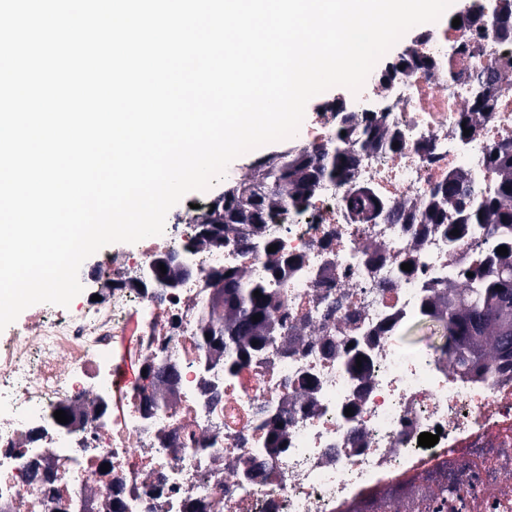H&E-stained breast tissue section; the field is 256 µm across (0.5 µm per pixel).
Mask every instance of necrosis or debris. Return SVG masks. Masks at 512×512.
I'll use <instances>...</instances> for the list:
<instances>
[{
    "label": "necrosis or debris",
    "mask_w": 512,
    "mask_h": 512,
    "mask_svg": "<svg viewBox=\"0 0 512 512\" xmlns=\"http://www.w3.org/2000/svg\"><path fill=\"white\" fill-rule=\"evenodd\" d=\"M475 14L403 57L385 84L400 145L360 152L347 184L272 213L249 249L198 245L187 210L183 234L146 238L123 270L102 259L108 297L46 307L0 347V512H512V368L468 373L402 341L455 287L453 269L496 242L475 224L451 239L422 220L449 175L491 192L490 152L512 145V37L484 5ZM483 70L498 76L490 107L464 136ZM162 252L194 269L177 291L137 284ZM280 256L297 266L278 270ZM230 272L272 287L284 340L232 372L223 336L198 341L222 324L210 302ZM133 324L130 371L116 345ZM424 432L438 443L419 446Z\"/></svg>",
    "instance_id": "1"
}]
</instances>
